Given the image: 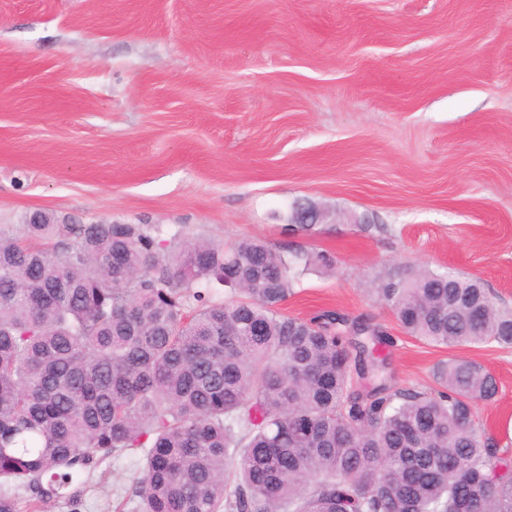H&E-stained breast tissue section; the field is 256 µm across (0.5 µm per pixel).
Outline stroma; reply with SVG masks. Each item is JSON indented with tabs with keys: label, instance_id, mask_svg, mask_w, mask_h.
I'll use <instances>...</instances> for the list:
<instances>
[{
	"label": "stroma",
	"instance_id": "1",
	"mask_svg": "<svg viewBox=\"0 0 512 512\" xmlns=\"http://www.w3.org/2000/svg\"><path fill=\"white\" fill-rule=\"evenodd\" d=\"M35 210L328 253L283 313L371 318L398 388L478 362L512 440V348L426 344L378 294L428 268L512 307V0H0V225ZM104 468L86 512H123L135 467Z\"/></svg>",
	"mask_w": 512,
	"mask_h": 512
}]
</instances>
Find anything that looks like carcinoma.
<instances>
[{
    "mask_svg": "<svg viewBox=\"0 0 512 512\" xmlns=\"http://www.w3.org/2000/svg\"><path fill=\"white\" fill-rule=\"evenodd\" d=\"M331 267L157 224L1 226L0 512L81 505L75 479L125 454L134 512H512V464L474 414L490 372L450 359L429 390L374 385L345 320L281 312ZM379 293L425 342L512 347V309L476 278Z\"/></svg>",
    "mask_w": 512,
    "mask_h": 512,
    "instance_id": "cac0c4a2",
    "label": "carcinoma"
}]
</instances>
